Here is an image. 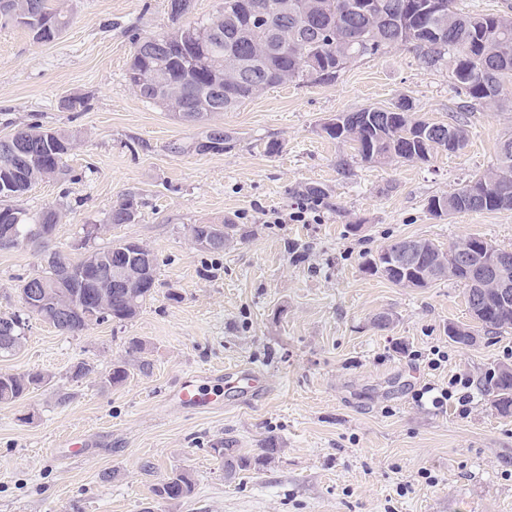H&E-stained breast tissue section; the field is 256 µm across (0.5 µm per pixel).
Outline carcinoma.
<instances>
[{"instance_id": "obj_1", "label": "carcinoma", "mask_w": 512, "mask_h": 512, "mask_svg": "<svg viewBox=\"0 0 512 512\" xmlns=\"http://www.w3.org/2000/svg\"><path fill=\"white\" fill-rule=\"evenodd\" d=\"M192 0H169L172 27L149 34L129 29L134 51L126 71V81L136 94L148 103L159 105L177 116L180 112L195 114L203 128L200 141L211 140L205 129L215 105L207 96L208 85L220 80L224 86V111L237 109L245 100L263 89L294 81L324 83L335 80L348 64L379 57L388 49L407 46L415 51L427 69L448 68V79L467 107L476 109L489 99L503 100L506 84H512V6L498 13H466L457 0H223L216 15L196 25H178L188 13ZM72 21L70 12L49 7V0H0V26L13 24L33 34L36 41L57 40ZM351 42V57L338 58L334 40ZM247 64L246 77L235 84L224 80L225 71L236 62ZM411 120L392 113L390 108L367 107L342 114V128L323 125L333 140L354 145L360 161L387 164L400 157L423 162L441 150L456 152L448 139L424 144L408 138ZM35 146L37 158L19 164L12 155L0 150V213L3 224L16 225L17 240L13 248L22 249L38 239L34 233L43 212L31 214L19 205L23 196L38 182L63 175V157L77 139V133L51 130L29 123L7 135ZM512 190V137L500 145L497 167L476 174L457 190L432 197L446 199L453 212L511 210L489 199L490 183ZM139 211V201L125 194L112 205L106 215L107 224H132ZM425 244L423 263L414 272L383 269L374 257L367 269L390 282L406 288H426L441 276H425L438 246ZM43 276L56 305H73L87 316L75 323L57 324L55 329L68 336H78L92 324L133 319L153 298L156 282L133 293L101 289L88 297L90 288H76L66 280L53 279L57 265L64 263L75 272L82 271V258L57 250L44 257ZM480 273L467 266L459 268L452 278L466 287V296L477 292ZM485 313L478 325L488 335H501L512 329V308L498 302L492 283L483 284ZM27 329L21 314L0 316V355H12L23 345ZM145 368L142 358L114 364L106 381L118 385L129 375V367ZM41 372H0V402H15L31 390L45 384ZM495 408L502 414L512 413V367L502 364L485 382ZM212 452L240 467L261 465L266 457L250 459L235 456V449L219 445ZM195 489L192 477L174 473L156 489L155 495L167 502L189 497Z\"/></svg>"}]
</instances>
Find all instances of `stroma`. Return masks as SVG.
<instances>
[{
    "mask_svg": "<svg viewBox=\"0 0 512 512\" xmlns=\"http://www.w3.org/2000/svg\"><path fill=\"white\" fill-rule=\"evenodd\" d=\"M62 37L36 42L0 27V137L37 122L79 132L65 176L42 181L22 206H57L50 249L77 252L88 224L99 248L132 240L157 259V288L132 320L66 336L30 318L20 351L0 372L38 370L49 385L0 402V512H512V414L484 393L490 372L512 366V333L449 341L448 323L471 321L463 285L444 278L404 288L366 272V254L399 239L445 249L481 236L512 250V210L438 219L427 203L495 168L512 136V92L500 107L465 111L447 70L422 67L395 47L349 64L335 81L289 82L213 116L233 133L232 149L199 155L201 130L144 102L125 80L128 30L168 26V0H68ZM69 95L90 99L69 112ZM418 119L461 117L466 146L425 162L336 166L353 153L323 124L339 113L399 99ZM282 151L265 152L269 141ZM183 145L180 153L172 144ZM325 197L305 224H277L304 186ZM135 195L131 224L105 223L112 204ZM235 224L224 252L198 250L194 224ZM45 267L39 245L0 251V316L21 313L18 288ZM388 316L378 326V316ZM143 347L147 370L120 385L106 376ZM448 361L432 369L433 349ZM79 362L92 372L72 380ZM262 371L272 392L250 405L224 392L210 371ZM204 376L210 408H182L167 396L186 376ZM471 379L467 407L434 408L414 398L449 378ZM81 437L84 448L67 442ZM268 463L229 472L212 447ZM189 473L193 494L177 503L155 490Z\"/></svg>",
    "mask_w": 512,
    "mask_h": 512,
    "instance_id": "35a3bbf8",
    "label": "stroma"
}]
</instances>
